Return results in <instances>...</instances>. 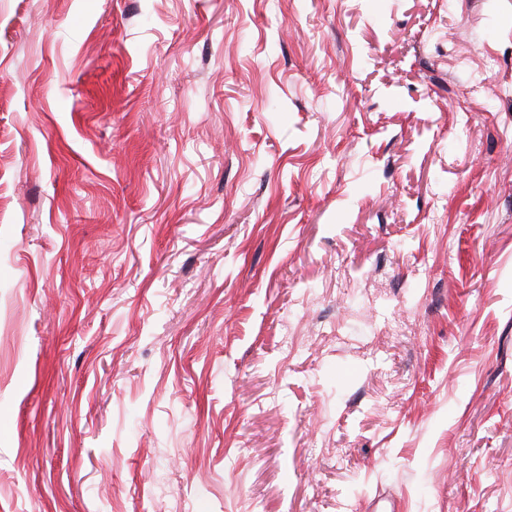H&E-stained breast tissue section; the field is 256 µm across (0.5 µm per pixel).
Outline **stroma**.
<instances>
[{
	"label": "stroma",
	"instance_id": "stroma-1",
	"mask_svg": "<svg viewBox=\"0 0 512 512\" xmlns=\"http://www.w3.org/2000/svg\"><path fill=\"white\" fill-rule=\"evenodd\" d=\"M259 506L512 512V0H0V512Z\"/></svg>",
	"mask_w": 512,
	"mask_h": 512
}]
</instances>
